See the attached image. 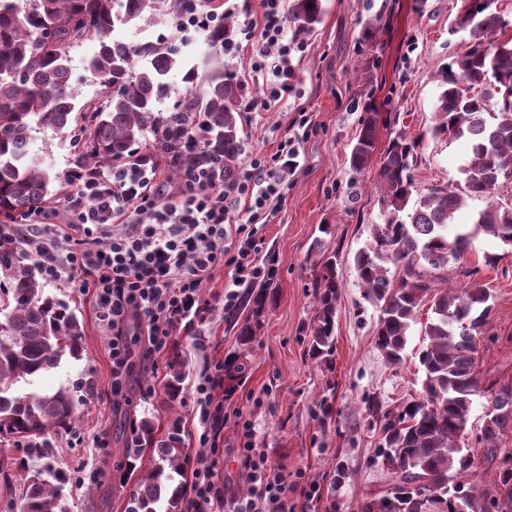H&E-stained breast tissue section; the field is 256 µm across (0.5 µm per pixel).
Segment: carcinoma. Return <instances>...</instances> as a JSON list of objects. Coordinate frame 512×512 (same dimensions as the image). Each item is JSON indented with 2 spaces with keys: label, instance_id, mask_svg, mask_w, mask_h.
Wrapping results in <instances>:
<instances>
[{
  "label": "carcinoma",
  "instance_id": "1",
  "mask_svg": "<svg viewBox=\"0 0 512 512\" xmlns=\"http://www.w3.org/2000/svg\"><path fill=\"white\" fill-rule=\"evenodd\" d=\"M185 0H0V224H15L33 209L54 199L51 176L28 151L37 128L64 132L81 124L83 149L79 168L112 169L149 137L174 158L177 173L199 164L224 167V179L236 176L244 140L239 134L241 87L224 70V47L236 35L232 17L205 30L207 46L201 65L187 66L176 49L152 42L127 43L113 38L116 26L142 28L158 10L172 15ZM494 0H457L450 32H462L465 43L443 71L436 107L434 137L464 138L470 154L461 179L413 196L411 175L418 139L398 132L383 150L380 166L381 216L368 246L354 264L365 298L379 309L375 345L388 362H402L420 308L430 303L424 328L426 345L419 353L424 395L384 414L383 453L391 458L393 486L370 499L360 512H421L423 492L442 494L443 512H512V452L499 447L512 433V385L486 383L479 366L478 337L488 332L492 297L474 272L459 270L468 281L438 286L441 272L460 260L472 238L484 234L512 247V209L492 201L500 184L512 178V37L500 35L506 24L493 9ZM321 0H295L291 19L314 25ZM86 40L97 43L88 69L100 82V100L78 105L71 84L70 52ZM185 70L190 85L202 79L201 96L187 94L167 115L158 105L171 94L166 76ZM496 98L495 110L489 99ZM491 119H486V114ZM203 127L195 143L189 133ZM378 114L360 124L349 163L364 170L377 149ZM490 204L474 217L471 228L448 235L466 199ZM19 246L0 240V444L23 445L44 455L50 437L74 422L69 392L18 393L16 385L58 366L62 357L79 352L81 326L68 306L43 293L37 264L19 260ZM311 282L316 300L307 328L311 355L326 359L335 346L336 304L343 283L336 255L323 254ZM185 363L175 354L169 363L166 395L179 397ZM491 396L498 415L476 436L484 462L501 461L492 489L480 491L468 481L476 459L466 448L474 398ZM176 431L155 434L146 417L137 422L135 442L127 454L150 448L161 464L141 475L126 512H183L188 492L187 458ZM51 469L26 472L14 502L17 512H65L60 487Z\"/></svg>",
  "mask_w": 512,
  "mask_h": 512
}]
</instances>
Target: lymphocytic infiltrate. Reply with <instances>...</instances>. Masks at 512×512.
Wrapping results in <instances>:
<instances>
[{
  "instance_id": "1",
  "label": "lymphocytic infiltrate",
  "mask_w": 512,
  "mask_h": 512,
  "mask_svg": "<svg viewBox=\"0 0 512 512\" xmlns=\"http://www.w3.org/2000/svg\"><path fill=\"white\" fill-rule=\"evenodd\" d=\"M261 31L253 44L254 69L269 74L263 101L245 110L270 108L294 88L292 58L307 42L284 26V0H261ZM299 156L296 138L284 137L274 154L251 158L233 180L220 167H201L162 193L158 180L170 161L149 141L111 175L84 171L73 190L38 208L18 224H0V239L35 253L49 282H80L93 295L112 359V407L130 404L138 374L157 369V358L175 332L192 333L213 308L201 288L223 267L234 287L223 307L235 310L238 285L272 279L273 267L258 265L253 230L283 199L289 171ZM247 201L248 221H231L232 206ZM236 389L224 382L223 364L195 387L199 449L191 461L185 512H295L288 503V476L256 444L250 419L237 420L240 468L250 484L238 496L220 484L215 470L223 441L224 405Z\"/></svg>"
}]
</instances>
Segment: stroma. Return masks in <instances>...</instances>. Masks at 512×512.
I'll use <instances>...</instances> for the list:
<instances>
[{
    "mask_svg": "<svg viewBox=\"0 0 512 512\" xmlns=\"http://www.w3.org/2000/svg\"><path fill=\"white\" fill-rule=\"evenodd\" d=\"M234 17L235 47L225 52L224 67L242 86L243 100L263 99L266 78L253 69L250 35L259 34L261 0H224ZM456 0H322L320 20L306 31L308 48L295 54V89L271 109L240 115L245 139L242 163L275 152L284 136L299 139V165L289 174L284 199L269 222L258 225V258L272 263L267 282L241 286L240 306L232 312L215 308L192 333L177 332L172 344L188 358L180 400L164 392L169 353L158 358V375L139 376V393L127 411L112 409V375L108 339L97 321L92 297L76 284L43 286L45 294L63 300L77 315L82 336L77 356H64L59 366L35 380L33 390H69L76 419L59 432L47 457L7 447L0 455L15 468L0 472V512H11L23 470L52 468L59 478L68 512H125L140 476L158 461L146 449L127 464L128 424L152 418L159 434L178 428L183 454L197 452L198 421L193 411L195 386L205 368L231 358L236 393L224 407L223 456L219 479L239 495L248 483L237 455L236 413L255 426L256 443L265 448L288 475L299 481L289 503L302 504L309 485L321 488L311 512H358L366 500L380 497L392 477L380 448L383 414L418 398L424 374L418 361L422 347L420 322L413 325L404 360L394 365L375 345L379 310L364 297L354 255L369 242L380 223L379 169L372 157L359 174L349 167L351 142L369 111L379 114L378 146L395 132L419 138L413 170L416 192L456 182L468 158L465 140L429 133L435 123L441 67L451 63L463 45L448 28ZM126 42L196 41L202 33L189 29L175 35L172 15L159 12L143 31L115 28ZM306 115L308 127L296 126ZM30 149L51 174L63 177L76 166L80 147L73 131L36 129ZM327 224L331 235L320 236ZM323 237L326 250L337 252L343 281L336 309V344L330 362L308 354L306 331L315 313L311 282L317 271L313 249ZM497 255L487 265L486 255ZM464 265L493 290L489 331L479 344L480 368L487 381L512 383V249L481 235L473 239ZM251 323L254 335L242 342L239 329ZM333 408L323 418L321 402ZM377 410H369V402Z\"/></svg>",
    "mask_w": 512,
    "mask_h": 512,
    "instance_id": "35a3bbf8",
    "label": "stroma"
}]
</instances>
